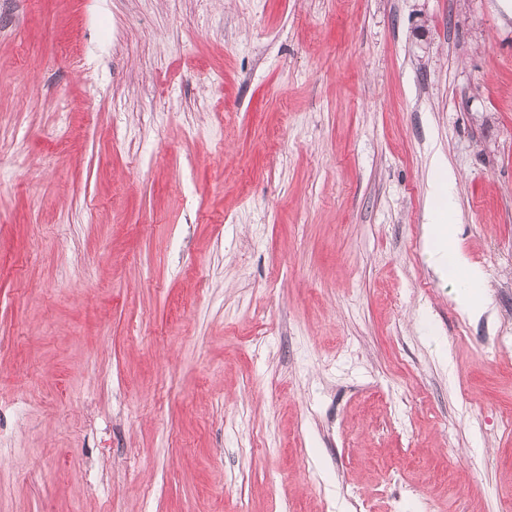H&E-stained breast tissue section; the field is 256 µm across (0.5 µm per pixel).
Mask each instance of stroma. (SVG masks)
<instances>
[{
  "label": "stroma",
  "instance_id": "obj_1",
  "mask_svg": "<svg viewBox=\"0 0 512 512\" xmlns=\"http://www.w3.org/2000/svg\"><path fill=\"white\" fill-rule=\"evenodd\" d=\"M0 512H512L498 0H0ZM455 176L448 169L442 177L432 184L431 195L436 205L432 207V228L441 243L438 250L434 252L435 263L448 275V279L465 280L470 288L465 290L461 296L462 303L466 308L478 311L484 308V296L477 290L476 284L479 280V273L469 266L467 261L458 254H453V260L448 261V252H455L454 237L450 219L454 215L453 189ZM448 219V224H443Z\"/></svg>",
  "mask_w": 512,
  "mask_h": 512
}]
</instances>
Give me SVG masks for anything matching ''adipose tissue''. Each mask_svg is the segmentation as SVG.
Here are the masks:
<instances>
[{"mask_svg": "<svg viewBox=\"0 0 512 512\" xmlns=\"http://www.w3.org/2000/svg\"><path fill=\"white\" fill-rule=\"evenodd\" d=\"M455 176L453 172H446L432 184L431 195L435 202L432 209V229L436 232L441 246L434 253L435 263L447 273L449 278L461 279L467 282L468 288L461 296L466 308L478 311L484 308L485 299L477 291L476 284L479 274L469 266L461 256L455 255L453 229L449 223L453 216V189Z\"/></svg>", "mask_w": 512, "mask_h": 512, "instance_id": "adipose-tissue-1", "label": "adipose tissue"}]
</instances>
